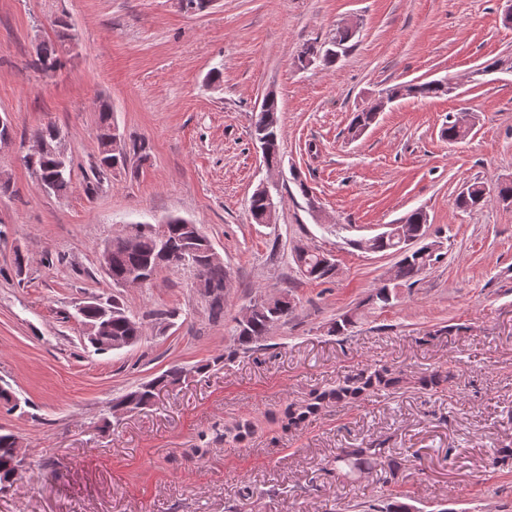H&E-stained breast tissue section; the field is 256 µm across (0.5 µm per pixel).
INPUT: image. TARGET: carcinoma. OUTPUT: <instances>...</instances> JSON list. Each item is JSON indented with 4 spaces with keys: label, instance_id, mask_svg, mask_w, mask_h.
<instances>
[{
    "label": "carcinoma",
    "instance_id": "cac0c4a2",
    "mask_svg": "<svg viewBox=\"0 0 512 512\" xmlns=\"http://www.w3.org/2000/svg\"><path fill=\"white\" fill-rule=\"evenodd\" d=\"M353 34L346 32L339 35V41L343 43L339 54L330 52L325 45H306L300 52L299 58L319 61L326 69L332 68L348 50V43ZM60 42H44L37 51L35 66L43 73H52L61 64ZM446 95V90L431 81L415 84L398 85L386 91L390 98L414 97L434 98ZM278 100L270 101L267 106L255 113L253 133L257 138L267 140L268 153L266 160L270 164L280 162L281 145L279 140V116ZM97 122L98 155L90 166L91 177L87 178L86 190L95 192L103 183L109 180V161L111 155L107 150V138L112 127V109L107 104L98 108ZM376 122V113L360 110L354 113L349 124L348 132L351 137H356L359 132L370 127ZM40 180L47 179L51 183L52 193L65 195L71 187L72 166L64 167L52 154L47 153L37 157L33 161L26 162ZM487 185L483 181H475L468 186L467 194L456 199L458 207L463 209L478 206L485 198ZM249 213L257 224H270L273 221L275 209L270 207L267 192L257 188L252 193L249 201ZM168 238L171 248L183 250L189 237L187 225L192 220L181 216L169 217ZM127 235L132 238L127 244L121 239L111 241L112 245V284L118 285L119 281L132 269L147 264L156 254L158 240L155 234L147 229L145 224H133L126 229ZM442 253H428L422 250L406 253L397 263L395 279L414 284L418 278L432 265L439 262ZM306 266L305 278L311 281H323L333 275L329 268L321 266L319 253L309 252L302 258ZM199 274L208 284L216 296L208 300V309L211 317L220 319L224 317V291L229 282V272L224 262L205 263L201 266ZM285 299L282 305L267 307L261 306L257 310L249 324L243 328L240 324L232 327L233 345L238 350L248 351L261 337L268 335L271 327L284 322L294 309L288 294L283 293ZM109 335L123 339L128 346L138 343L143 336V325L135 317L126 313V310L112 313V321L109 326ZM210 364L202 363L189 369L173 365L160 375L140 384L133 390L126 392L113 404V409H118L127 401H135L139 406L150 405L156 396L177 384L187 374L193 372L198 375L208 371ZM457 376L456 370L433 369L419 375H409L402 370L390 366H374L349 377L343 383L334 388L315 390L309 397L300 403L288 405L282 418V428L288 431L299 429L309 418L316 416L322 409L332 404H355L373 395L384 393L394 395L403 388L412 385L427 393H437L444 389ZM16 435L11 432H0V490L9 489L14 484V457L13 448ZM383 460L384 476L382 483L389 482V477L400 468V462L395 457L385 455V449L370 444L364 448H342L336 454L334 463L336 472L345 476L362 472L369 468L370 464ZM370 512H412V507L398 500V496L391 493L383 505H368Z\"/></svg>",
    "mask_w": 512,
    "mask_h": 512
}]
</instances>
